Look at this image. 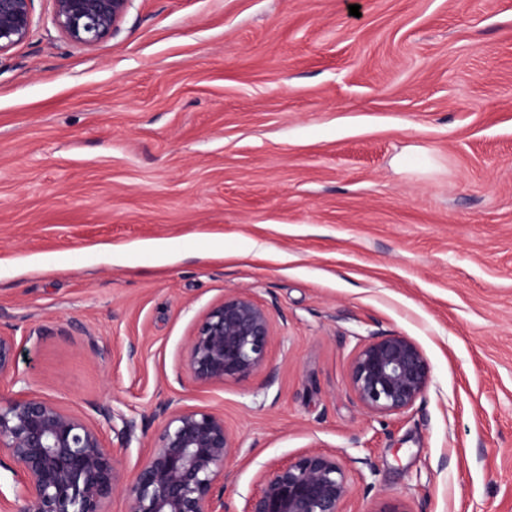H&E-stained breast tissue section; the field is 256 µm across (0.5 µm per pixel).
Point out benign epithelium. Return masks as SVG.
I'll list each match as a JSON object with an SVG mask.
<instances>
[{"instance_id":"obj_1","label":"benign epithelium","mask_w":512,"mask_h":512,"mask_svg":"<svg viewBox=\"0 0 512 512\" xmlns=\"http://www.w3.org/2000/svg\"><path fill=\"white\" fill-rule=\"evenodd\" d=\"M34 0H0V55L26 41ZM62 36L95 51L115 35L131 0H52ZM268 309L235 293L211 306L189 337L184 363L198 384L244 380L266 366ZM18 366L16 338L0 334V377ZM432 367L410 337L379 334L356 349L349 387L370 415H405L425 393ZM163 425L134 479L123 484L99 428L86 416L35 391L0 398V458L14 465L12 512H103L121 490L129 512H218L224 470L237 445L224 416L161 408ZM244 512H345L352 486L338 455L306 450L263 472Z\"/></svg>"}]
</instances>
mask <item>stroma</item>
<instances>
[{
	"instance_id": "1",
	"label": "stroma",
	"mask_w": 512,
	"mask_h": 512,
	"mask_svg": "<svg viewBox=\"0 0 512 512\" xmlns=\"http://www.w3.org/2000/svg\"><path fill=\"white\" fill-rule=\"evenodd\" d=\"M52 11L0 56V396L132 419L97 423L126 482L159 403L223 415L228 512L311 446L349 512H512V0H132L93 52ZM233 293L268 362L198 384ZM379 333L432 366L402 416L348 385ZM272 336L268 309L247 294L224 295L198 321L184 363L198 384L244 380L266 366ZM18 366L15 336L0 333V377L15 373Z\"/></svg>"
}]
</instances>
